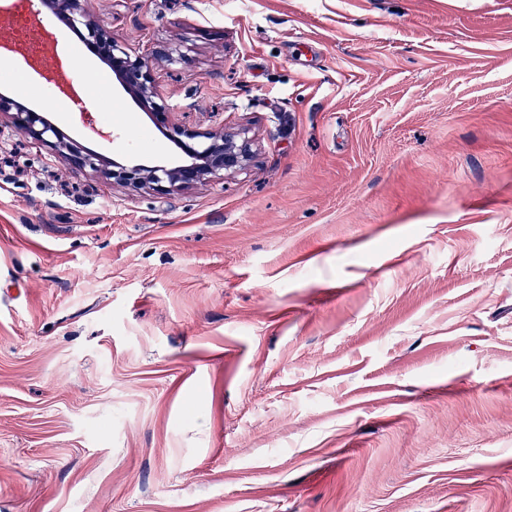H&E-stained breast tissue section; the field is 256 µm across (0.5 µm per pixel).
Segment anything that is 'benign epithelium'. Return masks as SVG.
I'll return each mask as SVG.
<instances>
[{
	"instance_id": "1",
	"label": "benign epithelium",
	"mask_w": 512,
	"mask_h": 512,
	"mask_svg": "<svg viewBox=\"0 0 512 512\" xmlns=\"http://www.w3.org/2000/svg\"><path fill=\"white\" fill-rule=\"evenodd\" d=\"M45 13L73 30H84V42L106 61L123 90L143 107H150L154 125L180 145L184 157L176 165H134L126 167L107 161L99 153L68 137L42 113L0 94V118L12 120L22 133L50 144L75 172L90 169L103 173L113 183L161 193L203 185L247 167L254 158L252 140L245 128L235 130L200 129L173 120L166 104L153 101L154 78L146 57H133L88 12L85 0H39Z\"/></svg>"
}]
</instances>
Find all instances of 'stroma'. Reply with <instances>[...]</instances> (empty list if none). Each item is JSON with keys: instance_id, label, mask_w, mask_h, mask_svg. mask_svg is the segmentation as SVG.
<instances>
[{"instance_id": "1", "label": "stroma", "mask_w": 512, "mask_h": 512, "mask_svg": "<svg viewBox=\"0 0 512 512\" xmlns=\"http://www.w3.org/2000/svg\"><path fill=\"white\" fill-rule=\"evenodd\" d=\"M88 5L257 158L135 191L0 120V512H512V0ZM58 47L84 109L0 90L179 161Z\"/></svg>"}]
</instances>
